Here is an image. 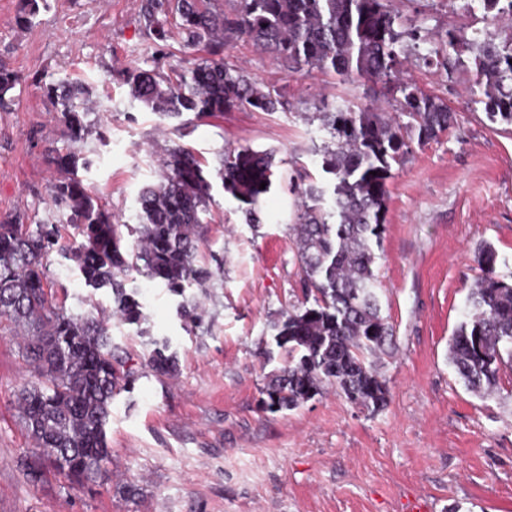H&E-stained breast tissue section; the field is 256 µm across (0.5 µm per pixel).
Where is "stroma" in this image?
I'll use <instances>...</instances> for the list:
<instances>
[{"label":"stroma","instance_id":"1","mask_svg":"<svg viewBox=\"0 0 512 512\" xmlns=\"http://www.w3.org/2000/svg\"><path fill=\"white\" fill-rule=\"evenodd\" d=\"M141 0H38L30 23L21 0H0V60L22 80L0 111V219L42 223L52 212L58 156L88 153L78 176L115 223L133 224L141 188L156 179L166 149L181 147L212 184L196 253L210 272L184 295L132 275L140 324L123 322L112 291L85 286L73 262L48 260L52 300L65 311H93L136 374L112 404L106 427L112 459L95 485L71 488L51 465L31 482L24 464L34 442L17 404L37 375L22 354L23 334L0 335V512H512V368L492 394L469 390L449 360L448 343L479 273L477 249L491 244L497 271L512 277V125L491 121L470 63L454 72L409 58L403 72L445 99L455 123L412 144L388 182L383 247L375 264L381 314L394 329L371 361L389 396L380 410L350 403L335 387L292 410L270 413L260 399L284 355L266 357L273 324L305 297L290 230L296 183L320 182L313 154L327 134L322 103L363 102L361 83L334 73L294 76L237 40L224 50L235 66L281 89L288 105L175 122L131 101L126 71L172 73L192 66L177 28L157 39ZM426 28L429 44L448 28L491 24L465 0H395ZM62 79L92 89L89 121L98 132L73 141L45 84ZM249 147L273 153L274 176L245 221L225 193L218 153ZM197 307L200 323L181 310ZM176 353L175 374L145 366L155 338Z\"/></svg>","mask_w":512,"mask_h":512}]
</instances>
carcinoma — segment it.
<instances>
[{
	"label": "carcinoma",
	"instance_id": "1",
	"mask_svg": "<svg viewBox=\"0 0 512 512\" xmlns=\"http://www.w3.org/2000/svg\"><path fill=\"white\" fill-rule=\"evenodd\" d=\"M478 2L493 23L512 16V0ZM141 10L160 40L167 36L168 16L177 17L184 43L202 53L173 77L154 70L128 72L132 98L164 118L285 108L281 90L224 60V44L237 39L251 41L290 76L318 70L364 82L366 93L394 101L407 118L402 122L363 104H325L320 110L329 135L318 148L327 180L297 188L303 201L292 225L313 305L274 324L276 347L286 359L262 390L263 409L271 413L298 407L326 385L355 405L382 408L388 389L366 354L393 343V329L380 314L373 269L382 249L388 180L412 137L420 143L433 140L454 121L445 100L401 70L420 40L415 21L395 10L392 0H238L229 13L222 0H142ZM461 42L455 30H448L442 46L423 56L424 63L448 67L450 52ZM467 45L474 51V82L487 99L488 114L512 124V39L497 42L486 33ZM19 82L18 73L1 61L0 106ZM45 91L63 113L70 138L86 141L92 132L85 121L90 88L61 80ZM218 157L224 192L247 205L246 223H257L252 205L265 193L260 184H272L273 154L226 148ZM56 164L63 176L53 184V205L82 237L69 248V258L85 285L112 289L121 320L135 324L142 318L136 292L124 288L132 271L176 295L204 284L209 273L194 260L211 183L191 152L167 150L158 181L139 192V240L132 250L122 245L121 225L112 222V214L77 175L78 166L87 168L90 161L70 152L57 157ZM54 220L48 218L34 231L20 215L0 220V331L24 327L31 333L23 351L38 380L18 395L22 420L35 442L28 476L37 481L46 460L71 485L85 488L109 462L106 426L112 400L119 382L133 372L93 313H67L49 302L48 255L58 244ZM497 263L491 246L478 248L480 274L450 343L455 370L478 392L492 389L500 367L512 363V283L497 274ZM153 345L149 368L158 375L173 373L177 358L169 341Z\"/></svg>",
	"mask_w": 512,
	"mask_h": 512
}]
</instances>
